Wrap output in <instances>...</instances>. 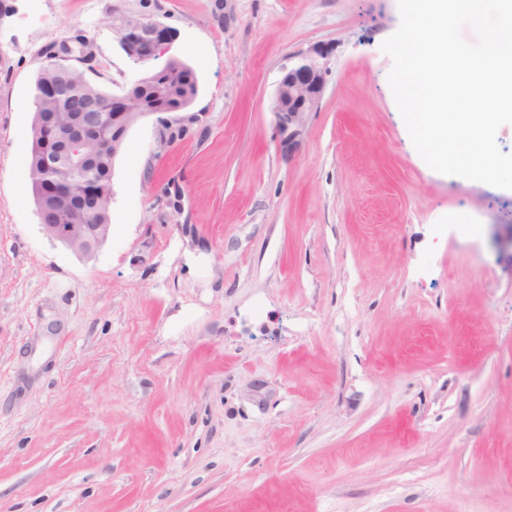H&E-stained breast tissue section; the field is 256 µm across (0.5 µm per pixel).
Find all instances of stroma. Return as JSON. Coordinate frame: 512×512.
<instances>
[{"instance_id":"35a3bbf8","label":"stroma","mask_w":512,"mask_h":512,"mask_svg":"<svg viewBox=\"0 0 512 512\" xmlns=\"http://www.w3.org/2000/svg\"><path fill=\"white\" fill-rule=\"evenodd\" d=\"M37 4L0 32V512H512V190L413 147L398 0ZM129 15L200 89L166 152L161 115L130 129L87 258L41 228L27 102L79 34L122 93ZM317 43L287 161L279 68ZM328 57L329 52L317 45L288 54L281 63L271 112L285 160L299 150L309 115L319 108L327 87Z\"/></svg>"}]
</instances>
